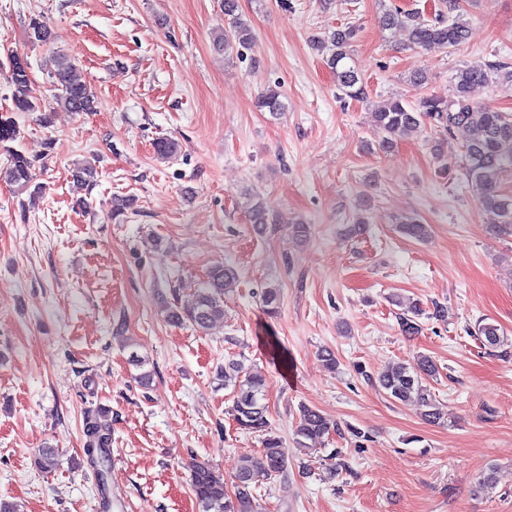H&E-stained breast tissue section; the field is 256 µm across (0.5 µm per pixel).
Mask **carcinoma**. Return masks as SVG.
I'll list each match as a JSON object with an SVG mask.
<instances>
[{
  "label": "carcinoma",
  "mask_w": 512,
  "mask_h": 512,
  "mask_svg": "<svg viewBox=\"0 0 512 512\" xmlns=\"http://www.w3.org/2000/svg\"><path fill=\"white\" fill-rule=\"evenodd\" d=\"M443 9L435 18L427 21L417 12L399 8L383 13L381 22L384 29L400 30L405 33L404 46L408 48L440 47L457 48L468 38V24L463 19L459 0H442ZM237 0H224V16L228 27L220 30L214 43L220 50L246 49L253 39L250 26L237 14ZM28 28L42 34L39 45L47 47L50 74L54 79L53 100L57 107L68 112H93L97 96L91 84L76 74V66L52 49V33L46 23L34 17ZM354 29L334 31L326 38L313 40L319 51H328V67L336 78L338 89L348 98H366V89L348 50ZM456 98L451 101L432 96L419 99L411 104L404 98H389L371 113L372 122L382 133L378 146L389 149L393 144L426 126L451 131L465 127L472 130V137L465 144L463 160L459 165L460 179L472 184L486 211L492 214L493 231L499 235L512 236V199L501 193L503 175L512 171V114L498 112L475 104L471 99L472 89L490 82L512 87V70L508 64H472L459 70L455 76ZM11 85L13 102L19 112H32V87L27 60L15 56L11 61ZM281 93L269 89L258 97V107L268 110L271 115L281 114ZM16 122L0 115V144H9L19 138ZM8 152L4 177L20 191L30 192L35 198L42 194L43 186L35 182L33 162L22 151L11 146ZM157 157L167 159L178 151V143L169 138L154 142ZM96 168L86 162H78L72 168L73 181L79 186L93 184ZM249 222L255 230L263 232L270 216L262 202L254 196L247 201ZM400 231L414 239L422 240L428 234V225L415 216H403L398 220ZM237 281L236 270L229 265H217L207 274V280L196 289L192 297L176 302L167 308V317L174 323H190L196 330L205 331L213 323L224 318V290ZM427 316L436 320L448 319V307L435 303L433 311L425 313L421 304L412 302L398 314L399 328L406 336L419 333L418 319ZM475 336L482 345L499 348L504 345L503 331L493 322L481 320L475 324ZM438 367L433 359L421 355L416 362L402 364L378 377L380 387L395 401L414 399L419 403L421 417L430 423H440L446 418L440 403L428 387L436 378ZM266 382L261 376L245 369L240 361L224 365V387L233 390L232 416L237 426L252 433L264 435L263 448L257 456H244L233 476L234 494L225 489L224 474L203 462H194L190 467V485L201 512H253V486L279 476L287 470V458L281 448V439L272 431L267 418L268 407L263 403ZM326 419L317 410L302 406L296 426V443L308 449L322 442L328 433ZM85 447L96 449L88 455L90 464L100 475V495L106 496V484L111 472L109 448L112 434L97 422L92 413L84 420Z\"/></svg>",
  "instance_id": "carcinoma-1"
}]
</instances>
